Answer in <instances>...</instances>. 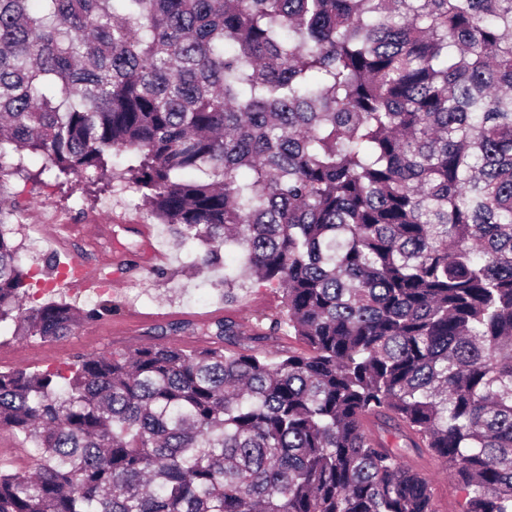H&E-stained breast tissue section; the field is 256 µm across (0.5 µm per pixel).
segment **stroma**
I'll return each instance as SVG.
<instances>
[{
	"label": "stroma",
	"mask_w": 512,
	"mask_h": 512,
	"mask_svg": "<svg viewBox=\"0 0 512 512\" xmlns=\"http://www.w3.org/2000/svg\"><path fill=\"white\" fill-rule=\"evenodd\" d=\"M86 181L74 182L62 191L53 181L26 187L16 177L0 184V196L23 193V209L8 222L11 242L24 267L37 271L47 281L56 268L50 260L70 252L78 255L88 270L112 274L122 284L110 288L107 298L114 311L108 328L92 332L81 327L64 339L40 343L14 337L11 322L0 324V370L43 368L73 361L76 356L106 349L124 350L146 343L152 328L180 322L197 326L196 334L176 335L188 348L210 343L205 328L229 319L251 329L257 319L280 316L282 294L266 288H241L235 301H224L211 285V275H190L187 265L195 246L179 245L170 229L151 217L138 204L132 191L114 190L89 194ZM35 225L44 248H28L26 225ZM166 277H156V269Z\"/></svg>",
	"instance_id": "obj_1"
}]
</instances>
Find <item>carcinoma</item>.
Instances as JSON below:
<instances>
[{
    "label": "carcinoma",
    "mask_w": 512,
    "mask_h": 512,
    "mask_svg": "<svg viewBox=\"0 0 512 512\" xmlns=\"http://www.w3.org/2000/svg\"><path fill=\"white\" fill-rule=\"evenodd\" d=\"M30 2L0 0V178L120 182L224 299L281 290L253 341L305 349L220 322L0 371L35 461L0 465V512H430L422 448L459 512H512V0ZM15 206L0 323L112 313L35 301Z\"/></svg>",
    "instance_id": "cac0c4a2"
}]
</instances>
